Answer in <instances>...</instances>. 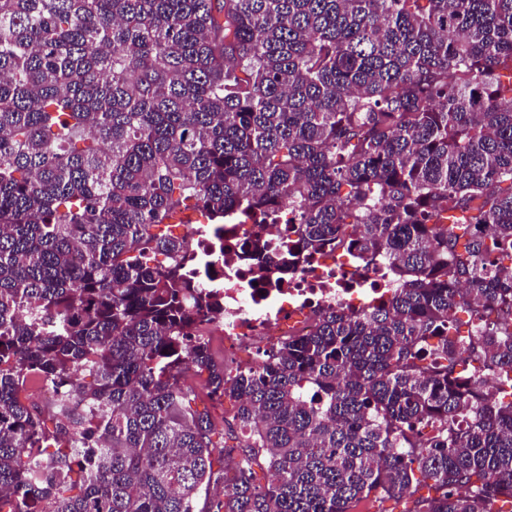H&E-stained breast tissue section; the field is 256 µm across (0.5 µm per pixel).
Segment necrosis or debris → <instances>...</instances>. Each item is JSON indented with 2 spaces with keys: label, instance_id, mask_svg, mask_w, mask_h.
I'll list each match as a JSON object with an SVG mask.
<instances>
[{
  "label": "necrosis or debris",
  "instance_id": "obj_1",
  "mask_svg": "<svg viewBox=\"0 0 512 512\" xmlns=\"http://www.w3.org/2000/svg\"><path fill=\"white\" fill-rule=\"evenodd\" d=\"M287 211L276 223L229 221L186 227L197 243L188 260L200 284L224 300V319L206 325L204 336L220 341L224 353L242 349L260 353L313 331L327 310L368 311L393 295L397 274L392 264L367 261L356 249L328 247L307 255L294 249ZM261 236L265 251L260 264L244 261L241 246Z\"/></svg>",
  "mask_w": 512,
  "mask_h": 512
}]
</instances>
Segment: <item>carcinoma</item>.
I'll list each match as a JSON object with an SVG mask.
<instances>
[{
    "label": "carcinoma",
    "instance_id": "cac0c4a2",
    "mask_svg": "<svg viewBox=\"0 0 512 512\" xmlns=\"http://www.w3.org/2000/svg\"><path fill=\"white\" fill-rule=\"evenodd\" d=\"M285 202L397 291L233 371L171 220ZM505 258L512 0H0V512H504ZM207 377L206 371H201L195 366H187L183 373L185 381L195 390L198 395V408L200 410L208 409L218 424L222 423V418L232 422L236 412V403L234 400L224 398L223 402H213L207 397ZM412 508V502L407 497L399 500L388 498H375L361 501L353 507L351 512H408Z\"/></svg>",
    "mask_w": 512,
    "mask_h": 512
}]
</instances>
